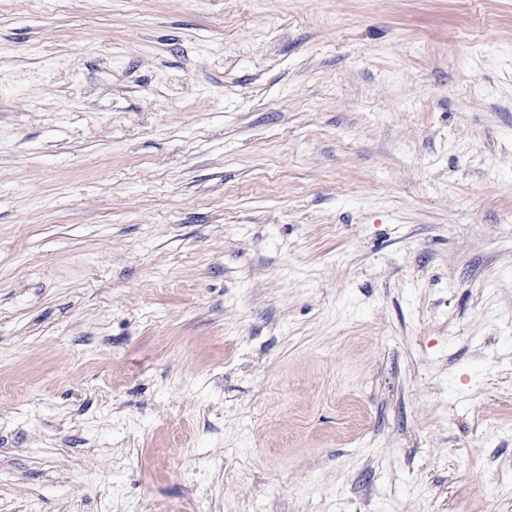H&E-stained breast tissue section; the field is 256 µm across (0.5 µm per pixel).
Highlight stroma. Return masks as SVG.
Wrapping results in <instances>:
<instances>
[{
    "instance_id": "35a3bbf8",
    "label": "stroma",
    "mask_w": 512,
    "mask_h": 512,
    "mask_svg": "<svg viewBox=\"0 0 512 512\" xmlns=\"http://www.w3.org/2000/svg\"><path fill=\"white\" fill-rule=\"evenodd\" d=\"M0 512H512V0H0Z\"/></svg>"
}]
</instances>
